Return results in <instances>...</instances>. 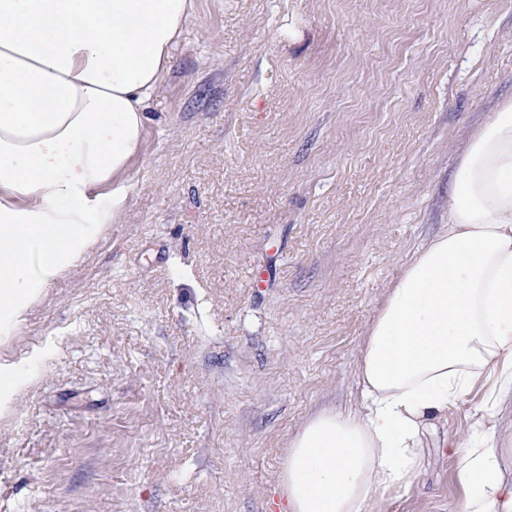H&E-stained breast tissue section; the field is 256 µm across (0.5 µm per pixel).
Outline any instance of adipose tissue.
Masks as SVG:
<instances>
[{"mask_svg":"<svg viewBox=\"0 0 512 512\" xmlns=\"http://www.w3.org/2000/svg\"><path fill=\"white\" fill-rule=\"evenodd\" d=\"M193 0H0V316L18 317L128 199L146 104ZM354 407L289 442L283 512H386L428 463L435 423L488 387L477 436L444 440L458 512H512V102L470 139L448 225L370 321Z\"/></svg>","mask_w":512,"mask_h":512,"instance_id":"ef3b65f1","label":"adipose tissue"}]
</instances>
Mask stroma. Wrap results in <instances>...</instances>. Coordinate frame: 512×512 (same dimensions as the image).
Listing matches in <instances>:
<instances>
[{"mask_svg": "<svg viewBox=\"0 0 512 512\" xmlns=\"http://www.w3.org/2000/svg\"><path fill=\"white\" fill-rule=\"evenodd\" d=\"M512 100V0H194L130 202L0 323V512H280L300 423ZM388 512H456L443 439Z\"/></svg>", "mask_w": 512, "mask_h": 512, "instance_id": "obj_1", "label": "stroma"}]
</instances>
